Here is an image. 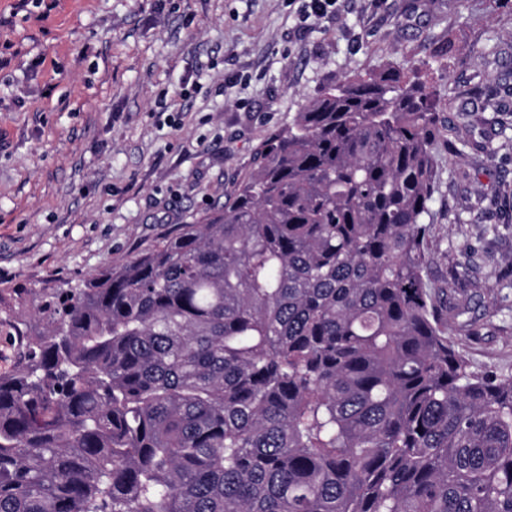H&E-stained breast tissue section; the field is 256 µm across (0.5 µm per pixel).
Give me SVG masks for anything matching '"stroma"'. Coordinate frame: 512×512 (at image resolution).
Instances as JSON below:
<instances>
[{"mask_svg":"<svg viewBox=\"0 0 512 512\" xmlns=\"http://www.w3.org/2000/svg\"><path fill=\"white\" fill-rule=\"evenodd\" d=\"M0 0V289L64 288L220 209L322 90L412 69L433 90L428 282L468 297L448 334L512 377V130L493 81L512 0ZM451 53H442L445 43ZM463 155L449 159V145ZM302 18L304 22L309 19L319 20L337 15L343 8L345 0H306Z\"/></svg>","mask_w":512,"mask_h":512,"instance_id":"1","label":"stroma"}]
</instances>
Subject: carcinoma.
Segmentation results:
<instances>
[{"mask_svg":"<svg viewBox=\"0 0 512 512\" xmlns=\"http://www.w3.org/2000/svg\"><path fill=\"white\" fill-rule=\"evenodd\" d=\"M437 137L426 86L356 73L223 208L41 290L0 512H512V377L470 369L425 279Z\"/></svg>","mask_w":512,"mask_h":512,"instance_id":"1","label":"carcinoma"}]
</instances>
